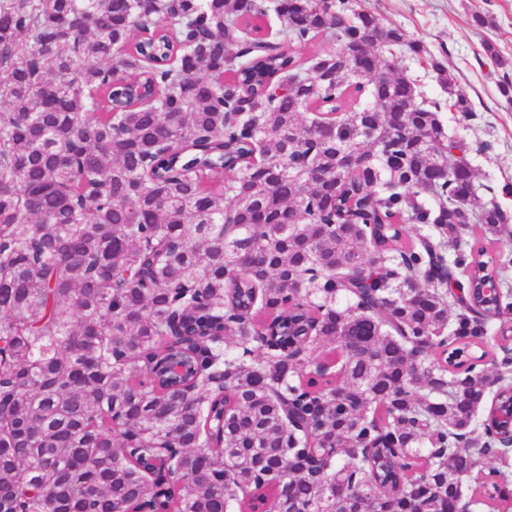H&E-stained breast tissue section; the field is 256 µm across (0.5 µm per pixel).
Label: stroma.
<instances>
[{
	"label": "stroma",
	"mask_w": 512,
	"mask_h": 512,
	"mask_svg": "<svg viewBox=\"0 0 512 512\" xmlns=\"http://www.w3.org/2000/svg\"><path fill=\"white\" fill-rule=\"evenodd\" d=\"M386 26L424 44L448 69L475 111L440 114L448 137L463 141L476 182L493 188L512 231V102L498 91L502 75L485 54L492 44L512 62V0H358Z\"/></svg>",
	"instance_id": "35a3bbf8"
}]
</instances>
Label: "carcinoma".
<instances>
[{
	"instance_id": "obj_1",
	"label": "carcinoma",
	"mask_w": 512,
	"mask_h": 512,
	"mask_svg": "<svg viewBox=\"0 0 512 512\" xmlns=\"http://www.w3.org/2000/svg\"><path fill=\"white\" fill-rule=\"evenodd\" d=\"M405 52L473 115L354 0H0V512H453L512 247ZM396 67L399 73L415 81L421 94L420 100L429 104L435 99L445 100L448 98V94L438 81L437 74L428 65L419 62L413 55L405 54L404 57L398 58Z\"/></svg>"
}]
</instances>
